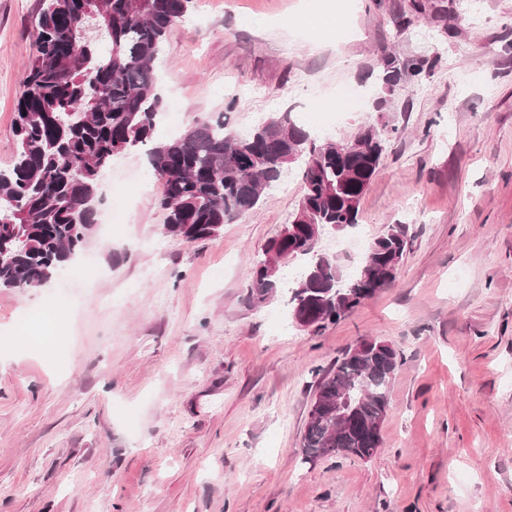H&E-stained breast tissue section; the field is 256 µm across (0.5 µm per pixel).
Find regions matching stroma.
Masks as SVG:
<instances>
[{
  "instance_id": "1",
  "label": "stroma",
  "mask_w": 512,
  "mask_h": 512,
  "mask_svg": "<svg viewBox=\"0 0 512 512\" xmlns=\"http://www.w3.org/2000/svg\"><path fill=\"white\" fill-rule=\"evenodd\" d=\"M41 5L0 0V169ZM325 9L347 39L305 27ZM157 73L162 139L287 111L336 142L374 126L385 151L360 222L324 249L345 274L359 256L344 243L385 225H405L409 249L390 287L312 335L288 291L249 299L299 166L187 242L164 231L144 152L115 157L120 218L98 226L81 275L0 288V512H512V0H192ZM40 336L63 349L37 353ZM365 338L403 359L382 448L303 461L316 370Z\"/></svg>"
}]
</instances>
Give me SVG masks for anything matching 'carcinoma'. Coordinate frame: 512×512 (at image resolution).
I'll return each mask as SVG.
<instances>
[{"mask_svg": "<svg viewBox=\"0 0 512 512\" xmlns=\"http://www.w3.org/2000/svg\"><path fill=\"white\" fill-rule=\"evenodd\" d=\"M191 0H44L14 126L11 165L0 169V288H41L90 244L103 200L102 176L112 159L146 149L155 175L166 177L160 206L166 233L187 241L217 236L256 208L291 164L303 165V193L293 220L268 242L300 262L289 311L313 318L319 335L329 325L395 282L409 241L406 226L388 224L345 277L322 252L324 234L359 223L360 202L379 170L384 145L364 126L354 136L365 148L336 152L319 144L289 112L239 137L224 121L195 122L178 137L155 141L162 98L156 63L168 32ZM390 267L376 279L368 262ZM250 300L278 292L281 279L255 264ZM320 377L302 438L304 461L340 455L370 459L381 448L376 422L390 410L401 355L390 343L365 339ZM346 398L344 424L336 400Z\"/></svg>", "mask_w": 512, "mask_h": 512, "instance_id": "cac0c4a2", "label": "carcinoma"}]
</instances>
